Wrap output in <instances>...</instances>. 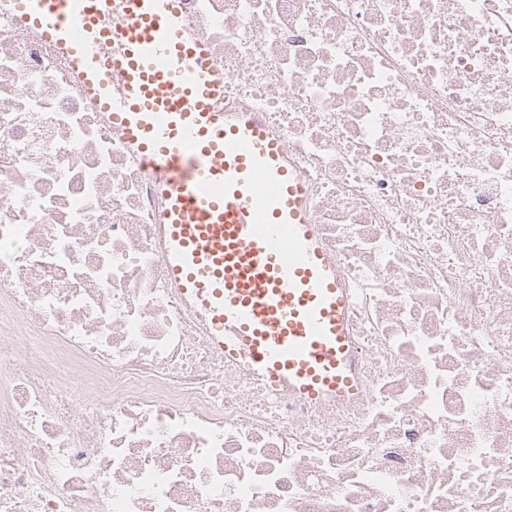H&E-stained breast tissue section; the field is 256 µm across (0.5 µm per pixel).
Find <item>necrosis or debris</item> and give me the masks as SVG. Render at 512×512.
<instances>
[{
	"label": "necrosis or debris",
	"instance_id": "obj_1",
	"mask_svg": "<svg viewBox=\"0 0 512 512\" xmlns=\"http://www.w3.org/2000/svg\"><path fill=\"white\" fill-rule=\"evenodd\" d=\"M185 3L307 182L358 386L215 348L161 188L0 0V512H512V0Z\"/></svg>",
	"mask_w": 512,
	"mask_h": 512
}]
</instances>
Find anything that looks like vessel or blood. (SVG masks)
Segmentation results:
<instances>
[{
  "label": "vessel or blood",
  "instance_id": "vessel-or-blood-1",
  "mask_svg": "<svg viewBox=\"0 0 512 512\" xmlns=\"http://www.w3.org/2000/svg\"><path fill=\"white\" fill-rule=\"evenodd\" d=\"M21 3L157 176L168 278L216 349L312 401L354 392L347 294L302 177L252 113L217 109L224 80L183 0Z\"/></svg>",
  "mask_w": 512,
  "mask_h": 512
}]
</instances>
